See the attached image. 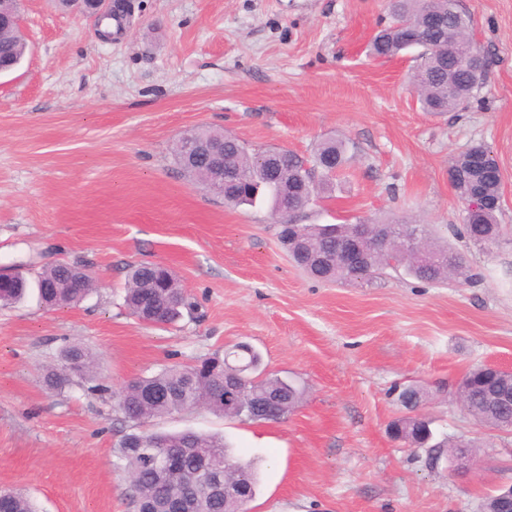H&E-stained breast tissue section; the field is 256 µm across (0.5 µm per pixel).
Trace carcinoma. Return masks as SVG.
Segmentation results:
<instances>
[{"mask_svg": "<svg viewBox=\"0 0 512 512\" xmlns=\"http://www.w3.org/2000/svg\"><path fill=\"white\" fill-rule=\"evenodd\" d=\"M390 23L380 29L368 45L373 58H393L408 49L405 34L408 28L418 32L421 48L419 63L412 75V84L418 101L426 112H455L465 107L485 83L487 59L471 36L472 18L461 8L458 0H388ZM28 52L23 32L14 29L0 32V61L16 68ZM198 142L224 141V164L235 171L231 182L221 183L202 160L184 157L181 141H175L173 154L178 165L196 182L224 197L228 206H254L266 204L272 215L280 216L278 208L285 206L294 214L304 212L318 203L322 194L331 191L335 173L348 163L344 141L325 139L307 156L276 149L252 151L238 138L212 128H197L189 132ZM448 181L463 205L462 226L456 234L475 245L489 247L499 237L501 182L495 170V158L490 148L476 144L457 156L448 167ZM376 234L390 230L391 243L379 241L366 248L364 264L346 267L336 262H323L321 258L333 255L346 245L348 224H295L288 229V253L296 264L311 276L327 282L365 280L380 270L403 265L408 275L427 282L443 283L454 280L459 284L472 282L473 277L464 257L447 245L429 237L423 226L397 222H377ZM422 233L423 248L433 261L425 262L416 253L402 251L392 241L412 232ZM71 268L60 264L42 269L36 274L40 302L47 307L75 306L80 303L81 289L75 287L77 277H69ZM158 266L141 263L131 268L128 275L125 302L131 312L139 309L142 299L151 296L159 310V324L165 326L178 320L186 310L179 299L183 289L174 273H169L167 287L157 283ZM62 364L48 369L44 375L47 386L61 390L73 384V378L97 380L96 359L81 346H70L62 351ZM260 356L251 348L233 352L232 366L224 377L228 388L242 380L246 397L234 404L214 401L208 409L216 414L239 420H253L250 406L269 401L262 420L284 419L303 400L305 389L292 379L257 373ZM189 368L168 366L159 372L141 377L118 394V406L124 418L135 426L149 420L189 410L194 398L187 394L179 399L151 402L141 399L140 390L156 387L178 390L186 382ZM467 386V415L488 428L512 419V403L497 400L494 395L503 391L512 393V375L487 365L472 369L462 379ZM429 396L421 386H407L396 393V401L410 414L396 419L391 428L396 440L418 448H472L474 444L462 440L434 441L431 422L416 413L418 406ZM133 436L148 447L157 441L172 447H183V466L196 468L199 454L209 455L214 464L241 480L255 495L257 475L250 461L236 457L224 439L216 435L196 432H146ZM117 457L129 477L133 502L147 503L161 497L166 489L154 472L145 468L140 450L119 444ZM6 502L0 512H37L33 501L26 495L11 491L3 498Z\"/></svg>", "mask_w": 512, "mask_h": 512, "instance_id": "cac0c4a2", "label": "carcinoma"}]
</instances>
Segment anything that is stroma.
Segmentation results:
<instances>
[{"mask_svg":"<svg viewBox=\"0 0 512 512\" xmlns=\"http://www.w3.org/2000/svg\"><path fill=\"white\" fill-rule=\"evenodd\" d=\"M121 39L94 19L24 0L29 51L0 75V265L84 266L98 286L79 305L36 294L0 306V491L39 512H134L117 446L132 432L121 387L246 343L302 402L279 422L204 409L147 423L224 437L253 461L251 512H480L512 486V434L480 426L455 392L475 365L512 371V0H460L488 59L468 108L422 111L417 49L376 60L367 45L386 0H132ZM224 130L253 148L310 152L326 138L351 159L308 224L412 221L464 255L475 283L403 271L325 283L289 258L264 206L230 207L175 163L176 138ZM490 147L502 172V236L453 233L462 204L450 159ZM167 265L195 307L138 323L124 302L132 265ZM97 355L107 392L42 382L63 348ZM421 385L437 438L476 441L472 474L393 441L394 386Z\"/></svg>","mask_w":512,"mask_h":512,"instance_id":"1","label":"stroma"}]
</instances>
